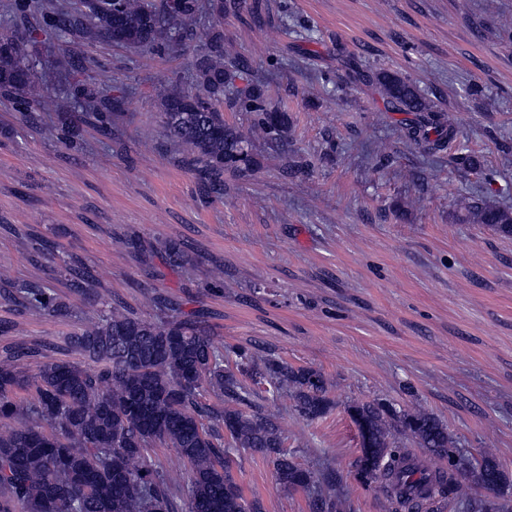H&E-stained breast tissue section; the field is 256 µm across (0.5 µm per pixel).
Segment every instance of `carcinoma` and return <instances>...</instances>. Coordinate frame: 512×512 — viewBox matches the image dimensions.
<instances>
[{"label": "carcinoma", "instance_id": "obj_1", "mask_svg": "<svg viewBox=\"0 0 512 512\" xmlns=\"http://www.w3.org/2000/svg\"><path fill=\"white\" fill-rule=\"evenodd\" d=\"M240 0H116L105 6L89 0H63L49 28L57 40L110 41L150 52L197 30L202 13L215 21L195 50V87L171 85L161 94V117L168 135L185 146L201 173L217 179L224 171L243 173L253 162V136H282L286 113L270 106L265 86L251 83L236 91L233 103L255 112L247 134L224 123L217 104L233 77L247 67L224 52L219 30ZM40 60L12 38L0 40V97L38 104L48 89L38 75ZM394 112L414 114L400 126V137L419 152L434 155L458 137L445 115L411 81L388 71L377 73ZM85 112L117 106L79 82ZM454 218L461 224H488L512 235V211L479 199L460 202ZM62 270L81 276L77 289L97 291L84 263L72 256ZM0 298L31 315L64 318L66 304L45 288L17 284L0 272ZM154 319L123 302L101 300L96 316L83 321L64 340L67 358H53L36 345L7 346L0 352V512H263L247 501L231 473L232 451L242 448L273 460L277 484L286 490L323 483L328 493L336 476L318 478L296 464L277 422L243 409L250 392L241 377L266 384V392L288 391L308 420L327 416L333 403L329 382L311 367L261 359L243 347L221 349L193 314L182 312L159 294ZM41 358L36 372L24 361ZM212 397L215 402H207ZM348 414L356 425L362 455L355 462L361 482L380 484L385 512H440L450 501L473 512H505L498 494L504 471L491 451L480 459L458 451L447 427L415 407L397 412L381 402H355ZM407 433L418 447L448 460L429 469L400 443ZM174 448L186 466L182 474L164 470L152 456ZM481 488L486 495L472 496Z\"/></svg>", "mask_w": 512, "mask_h": 512}]
</instances>
